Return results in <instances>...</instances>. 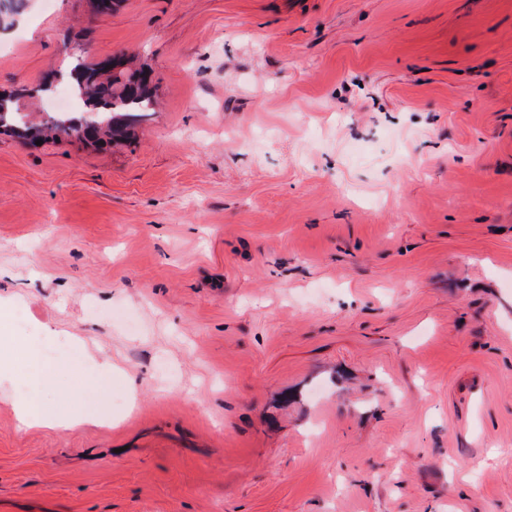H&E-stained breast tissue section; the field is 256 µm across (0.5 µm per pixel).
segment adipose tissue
<instances>
[{"label":"adipose tissue","instance_id":"adipose-tissue-1","mask_svg":"<svg viewBox=\"0 0 512 512\" xmlns=\"http://www.w3.org/2000/svg\"><path fill=\"white\" fill-rule=\"evenodd\" d=\"M23 355L27 364V375L18 378L13 371L16 355ZM54 375L45 363L44 350L37 339L27 344L15 343L13 337L0 336V387L9 389L19 423L25 427H46L51 429L76 426L75 418L49 409L44 392Z\"/></svg>","mask_w":512,"mask_h":512}]
</instances>
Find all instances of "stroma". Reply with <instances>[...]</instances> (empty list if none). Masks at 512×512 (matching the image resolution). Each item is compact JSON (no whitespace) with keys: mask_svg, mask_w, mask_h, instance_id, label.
Instances as JSON below:
<instances>
[{"mask_svg":"<svg viewBox=\"0 0 512 512\" xmlns=\"http://www.w3.org/2000/svg\"><path fill=\"white\" fill-rule=\"evenodd\" d=\"M154 76L135 138L0 136V512H512V0H28L0 90ZM18 350L22 352L28 368L24 379H20L13 371ZM56 373L46 366L43 347L35 337H31L27 344L20 345L15 343L14 336H0V387L11 390L7 398L12 403L22 426L56 429L70 428L82 423L81 419L49 409L44 401V390L48 388ZM21 381L27 383L29 393L13 391Z\"/></svg>","mask_w":512,"mask_h":512,"instance_id":"obj_1","label":"stroma"}]
</instances>
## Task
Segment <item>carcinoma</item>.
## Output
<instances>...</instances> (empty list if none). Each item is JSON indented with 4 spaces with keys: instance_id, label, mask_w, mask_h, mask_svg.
I'll return each mask as SVG.
<instances>
[{
    "instance_id": "obj_1",
    "label": "carcinoma",
    "mask_w": 512,
    "mask_h": 512,
    "mask_svg": "<svg viewBox=\"0 0 512 512\" xmlns=\"http://www.w3.org/2000/svg\"><path fill=\"white\" fill-rule=\"evenodd\" d=\"M70 78L85 111L36 121L21 112L18 96L40 93L43 87L0 94V133H9L32 146L37 140L75 135L104 147L128 137L137 119L154 111L150 71L133 67L123 55L92 65L79 62L71 69Z\"/></svg>"
}]
</instances>
